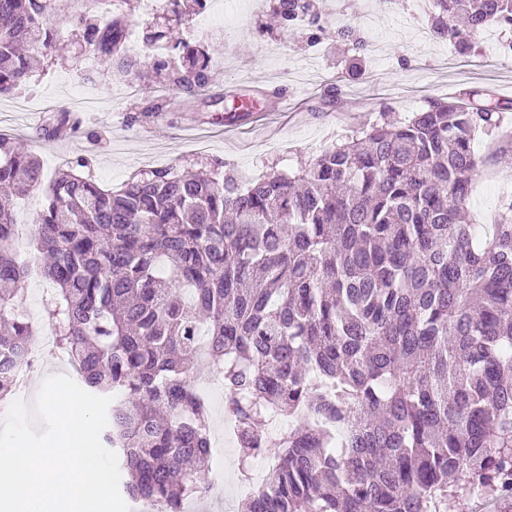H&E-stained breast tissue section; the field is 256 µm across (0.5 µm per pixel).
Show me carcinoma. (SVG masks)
Returning <instances> with one entry per match:
<instances>
[{
  "label": "carcinoma",
  "mask_w": 512,
  "mask_h": 512,
  "mask_svg": "<svg viewBox=\"0 0 512 512\" xmlns=\"http://www.w3.org/2000/svg\"><path fill=\"white\" fill-rule=\"evenodd\" d=\"M73 36L113 77L152 69L193 97L216 81L210 54L176 27L145 26L153 54L127 50L132 18L70 0ZM210 0H168L188 22ZM284 36L312 46L317 0H276ZM52 0H0V96L30 85L60 41ZM512 0H435L433 36L466 56ZM77 129L49 118L43 136ZM480 135L512 144L505 113L432 99L380 119L295 171L250 183L219 158L199 173L140 172L119 189L79 169L54 174L0 133V404L34 341L12 286L32 264L15 248L11 195L37 193L31 244L53 284L58 345L97 395L121 394L102 432L134 501L182 512L207 497L210 425L195 370L227 389L241 472L279 463L241 512H445L460 495L512 498V195L494 224L462 212L481 174ZM297 420L273 437L271 414Z\"/></svg>",
  "instance_id": "1"
}]
</instances>
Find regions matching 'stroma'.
<instances>
[{"mask_svg":"<svg viewBox=\"0 0 512 512\" xmlns=\"http://www.w3.org/2000/svg\"><path fill=\"white\" fill-rule=\"evenodd\" d=\"M413 2L320 0L327 33L309 47L293 37L259 35V26L272 19L267 11H254L253 0H218V8L240 20L237 29H218L206 39L223 96H175L156 118L141 112L160 98L157 84L138 79V93L127 95L123 84L87 67L84 54L71 45L62 56L43 61L26 104L0 97V132L20 134L49 173L76 157L88 158L91 176L105 188L119 187L139 172L172 165L189 169L212 157L231 163L248 180L272 166L298 168L383 112L404 119L429 100L465 90L476 91L479 105L512 94V31L488 27L478 39V54L464 59L449 41L419 38L418 28L429 17L412 19ZM365 15L376 23L372 41L358 46L337 37L338 28L359 25ZM284 94L289 101L283 109ZM245 96L254 100L256 112L226 122L225 112ZM61 109L77 121V132L42 140L45 117ZM472 149L487 165L467 209L475 223L490 224L500 199L512 193V150L499 151L497 142L484 136ZM220 449L208 463V474L222 485L223 495L198 501L199 512H224L225 497L234 493L238 451L227 442Z\"/></svg>","mask_w":512,"mask_h":512,"instance_id":"35a3bbf8","label":"stroma"}]
</instances>
